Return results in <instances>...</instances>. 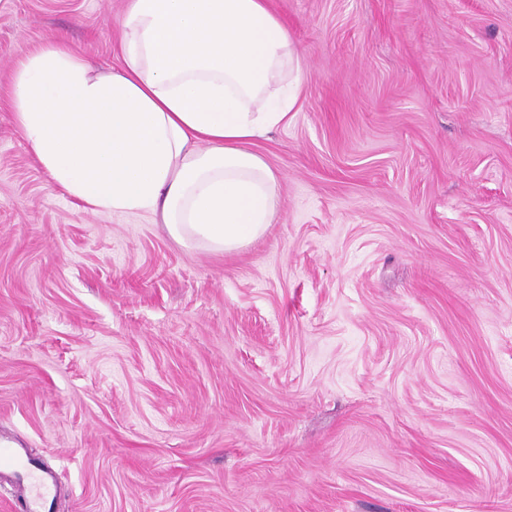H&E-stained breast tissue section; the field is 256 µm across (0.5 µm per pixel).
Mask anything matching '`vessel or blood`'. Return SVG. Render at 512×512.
Wrapping results in <instances>:
<instances>
[{"instance_id": "vessel-or-blood-1", "label": "vessel or blood", "mask_w": 512, "mask_h": 512, "mask_svg": "<svg viewBox=\"0 0 512 512\" xmlns=\"http://www.w3.org/2000/svg\"><path fill=\"white\" fill-rule=\"evenodd\" d=\"M0 473L15 480V490L23 498V512H49L55 499L58 476L37 465L25 449L8 436L0 437Z\"/></svg>"}]
</instances>
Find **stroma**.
<instances>
[{
  "label": "stroma",
  "instance_id": "1",
  "mask_svg": "<svg viewBox=\"0 0 512 512\" xmlns=\"http://www.w3.org/2000/svg\"><path fill=\"white\" fill-rule=\"evenodd\" d=\"M127 0H0V432L55 512H512V0H269L303 67L232 253L92 212L17 63Z\"/></svg>",
  "mask_w": 512,
  "mask_h": 512
}]
</instances>
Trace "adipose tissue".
<instances>
[{"instance_id":"adipose-tissue-1","label":"adipose tissue","mask_w":512,"mask_h":512,"mask_svg":"<svg viewBox=\"0 0 512 512\" xmlns=\"http://www.w3.org/2000/svg\"><path fill=\"white\" fill-rule=\"evenodd\" d=\"M121 67L53 42L12 76L15 121L91 211L160 216L175 239L233 252L264 234L279 178L253 144L287 126L301 63L266 0H128Z\"/></svg>"}]
</instances>
